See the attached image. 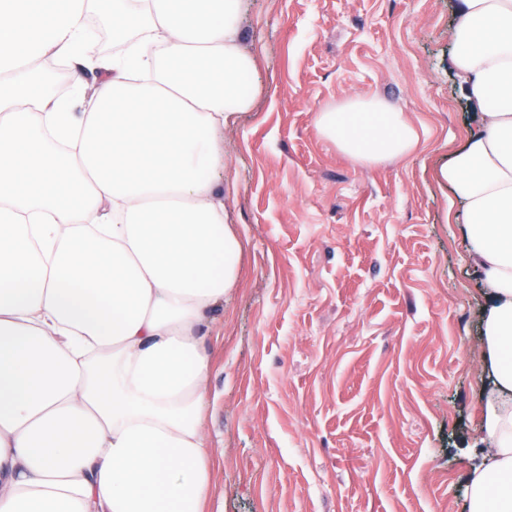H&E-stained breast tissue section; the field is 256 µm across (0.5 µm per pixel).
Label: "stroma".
Wrapping results in <instances>:
<instances>
[{"mask_svg": "<svg viewBox=\"0 0 512 512\" xmlns=\"http://www.w3.org/2000/svg\"><path fill=\"white\" fill-rule=\"evenodd\" d=\"M456 0H246L261 63L224 132L246 244L215 314L206 432L221 512H468L485 293L437 180L476 113L448 68ZM377 95L422 134L367 168L313 116Z\"/></svg>", "mask_w": 512, "mask_h": 512, "instance_id": "1", "label": "stroma"}]
</instances>
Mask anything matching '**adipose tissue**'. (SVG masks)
Instances as JSON below:
<instances>
[{
	"mask_svg": "<svg viewBox=\"0 0 512 512\" xmlns=\"http://www.w3.org/2000/svg\"><path fill=\"white\" fill-rule=\"evenodd\" d=\"M244 9L0 0V512H215L206 328L243 254L224 131L259 78ZM457 12L449 65L479 120L439 176L488 296L470 512H512V0ZM93 18L120 54L99 52ZM315 125L364 167L420 144L378 96L342 97Z\"/></svg>",
	"mask_w": 512,
	"mask_h": 512,
	"instance_id": "obj_1",
	"label": "adipose tissue"
}]
</instances>
